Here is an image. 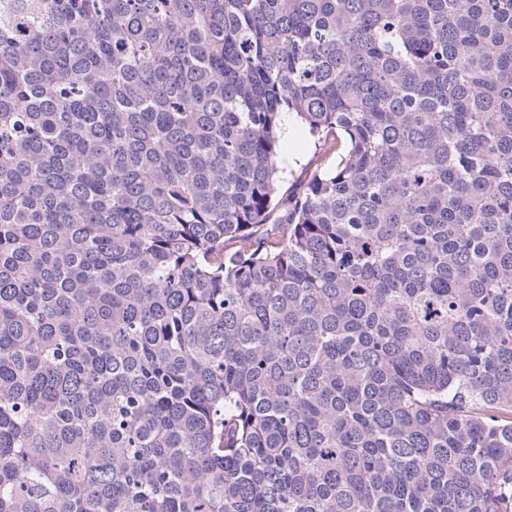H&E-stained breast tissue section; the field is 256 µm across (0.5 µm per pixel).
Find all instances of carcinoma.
<instances>
[{"label":"carcinoma","instance_id":"obj_1","mask_svg":"<svg viewBox=\"0 0 512 512\" xmlns=\"http://www.w3.org/2000/svg\"><path fill=\"white\" fill-rule=\"evenodd\" d=\"M0 512H512V0H0ZM287 126L285 138L288 139L287 157L291 163V172L284 175L286 183L283 190L289 188V191L297 193L307 180L311 169L318 163L317 155H314V147L304 138L301 126L295 124V121Z\"/></svg>","mask_w":512,"mask_h":512}]
</instances>
